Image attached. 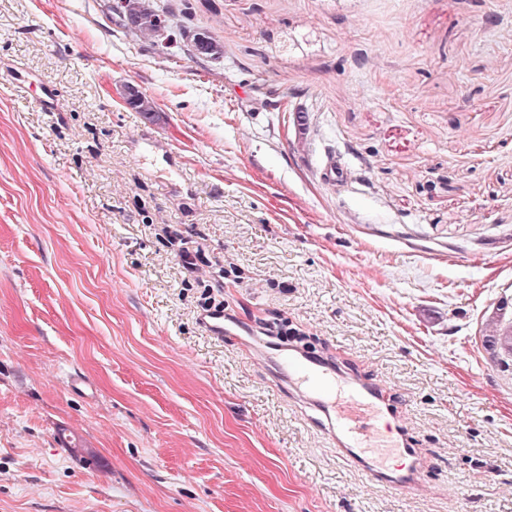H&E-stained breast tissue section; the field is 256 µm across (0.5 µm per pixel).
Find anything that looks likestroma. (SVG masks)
Listing matches in <instances>:
<instances>
[{"label":"stroma","instance_id":"35a3bbf8","mask_svg":"<svg viewBox=\"0 0 512 512\" xmlns=\"http://www.w3.org/2000/svg\"><path fill=\"white\" fill-rule=\"evenodd\" d=\"M110 2L0 0V512H512V0H193L220 63ZM208 305L388 382L422 491ZM489 334L488 342L490 346L499 354L503 356L512 355V325L498 327L495 324H488Z\"/></svg>","mask_w":512,"mask_h":512}]
</instances>
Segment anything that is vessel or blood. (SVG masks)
I'll use <instances>...</instances> for the list:
<instances>
[{
	"label": "vessel or blood",
	"instance_id": "vessel-or-blood-1",
	"mask_svg": "<svg viewBox=\"0 0 512 512\" xmlns=\"http://www.w3.org/2000/svg\"><path fill=\"white\" fill-rule=\"evenodd\" d=\"M264 358L285 380L287 393L319 413L337 455L368 481L401 493L419 486V467L400 474L390 469L391 458L408 452L409 444L386 422V383L359 382L313 356L287 353L277 345Z\"/></svg>",
	"mask_w": 512,
	"mask_h": 512
}]
</instances>
